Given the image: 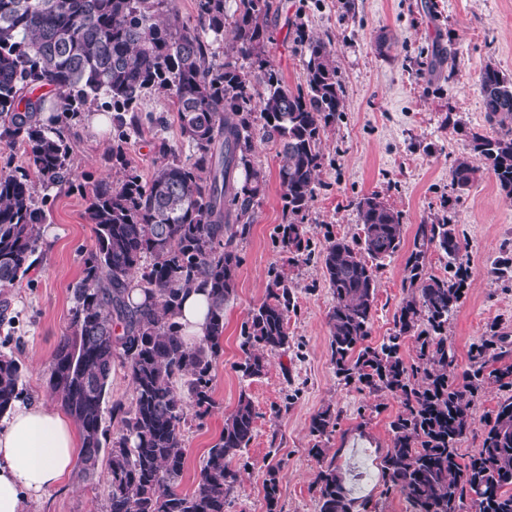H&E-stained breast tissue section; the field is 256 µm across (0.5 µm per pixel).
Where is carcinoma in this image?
<instances>
[{"label": "carcinoma", "mask_w": 512, "mask_h": 512, "mask_svg": "<svg viewBox=\"0 0 512 512\" xmlns=\"http://www.w3.org/2000/svg\"><path fill=\"white\" fill-rule=\"evenodd\" d=\"M269 0H195V24L179 17L173 0H0V142L26 148L28 165L0 171V288H12L31 271L48 219L36 184L90 187L86 209L95 242L72 286L68 330L52 356L50 385L81 436L80 468L92 475L107 458L105 512H226L239 482L233 461L253 438L257 417L241 394L224 416L196 486L178 490L187 448V408L206 416L212 370L223 354L224 307L237 288L241 257L236 241L250 231L254 208L267 186L256 166L255 130L279 147L278 178L284 223L281 248L296 257L316 256L332 291L328 315L330 360L345 383L395 397L400 409L389 423L390 444L379 456L383 494L401 495L409 512H512V396L484 427L480 448L464 456L473 432L469 408L486 381L512 387V343L489 328L475 345L469 367L458 371L445 335L462 298L467 262L457 224L448 216L425 221L414 234L405 264L409 295L394 316L393 332L369 343L382 261L403 245L402 214L377 193L356 203L362 237L330 238L310 248L306 213L321 183L322 137L344 110L343 87L331 44L295 26L293 45L304 57L306 86L283 85L267 54L273 35L266 25ZM232 27L233 55L214 62L224 29ZM492 135L472 134L473 155L454 160L452 185L464 192L487 170L512 200V78L486 65L479 76ZM149 92L166 96L181 134L192 148L179 150L154 136L157 160L143 180L126 158L129 137L163 120L142 115ZM86 112L110 114L114 181L75 184L72 143L65 129ZM448 257V276L425 273L430 248ZM492 273L512 280V251ZM143 301L129 298L131 277ZM192 288L209 298V328L188 343L176 321ZM296 303L288 273L274 270L266 297L241 326L238 365L247 378L261 376L271 354L288 351V314ZM415 334L416 362L402 347ZM134 395L126 407L105 408L116 363ZM184 382L181 392L178 382ZM25 397L22 366L0 354V415ZM119 421L111 433L105 421ZM327 408L311 421L322 438L336 431ZM315 478L319 512H374L371 500L348 498L324 448ZM268 512H277V472L264 483Z\"/></svg>", "instance_id": "carcinoma-1"}]
</instances>
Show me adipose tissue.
Masks as SVG:
<instances>
[{
    "instance_id": "1",
    "label": "adipose tissue",
    "mask_w": 512,
    "mask_h": 512,
    "mask_svg": "<svg viewBox=\"0 0 512 512\" xmlns=\"http://www.w3.org/2000/svg\"><path fill=\"white\" fill-rule=\"evenodd\" d=\"M74 424L43 403H16L0 418V512H27L30 499L58 487L74 468Z\"/></svg>"
}]
</instances>
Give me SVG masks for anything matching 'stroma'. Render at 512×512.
<instances>
[{"label":"stroma","instance_id":"1","mask_svg":"<svg viewBox=\"0 0 512 512\" xmlns=\"http://www.w3.org/2000/svg\"><path fill=\"white\" fill-rule=\"evenodd\" d=\"M267 24L274 41L268 53L283 83L304 85L303 58L293 48L292 25L308 31L335 50L344 91L345 118L329 127L322 142L325 165L321 187L306 221L314 246L328 238L359 237L355 202L379 194L401 212L404 249L378 272L370 341L380 344L393 328V314L408 293L405 261L418 224L442 213L454 215L467 245L468 275L463 297L448 321V345L459 368L490 326L512 335V282L495 278L491 268L512 248V201L498 189L491 173H483L465 193L451 184L454 160L470 150V136L491 134L485 119L478 77L486 64L512 77V0H270ZM452 49L457 75L447 81L423 67L433 50ZM453 126H444L446 116ZM71 168L75 175L113 179L105 160L112 130L93 136L85 118L72 129ZM254 161L268 179L255 208L249 235L239 243L242 262L234 297L224 309V353L213 369L215 406L204 419L188 417L187 448L179 484L192 492L209 448L218 438L225 413L247 394L257 412L239 482L227 512H267L264 481L279 469L277 512H318L314 486L319 469L311 454L310 421L324 409L340 416L336 432L325 441L335 456L350 496L377 502V512H405L400 495L382 496L378 456L390 442L388 423L399 403L390 395L373 396L345 384L330 361L328 314L333 297L317 261H296L278 244L275 230L283 221L282 189L276 147L258 140ZM47 201L46 223L52 243L41 244L31 281L7 292L6 319L0 323V351L23 366L30 400L57 406L48 378L52 354L69 326L71 287L80 278L82 260L94 243L85 219L86 195L65 187L38 188ZM285 269L292 280L297 308L288 316L290 349L270 356L264 375L248 379L238 365L243 354L240 330L251 309L266 297L269 272ZM512 390L485 386L470 415L476 430L462 443L463 454L481 444V431ZM107 467L90 476L72 470L48 496L30 501L28 512H105Z\"/></svg>","mask_w":512,"mask_h":512}]
</instances>
